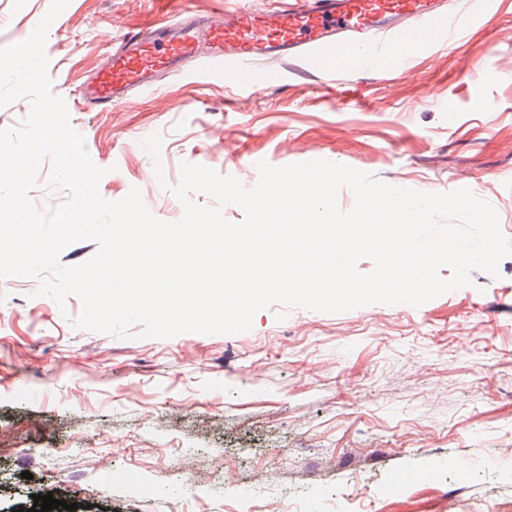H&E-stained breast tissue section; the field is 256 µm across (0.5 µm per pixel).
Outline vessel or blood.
Here are the masks:
<instances>
[{"label":"vessel or blood","mask_w":512,"mask_h":512,"mask_svg":"<svg viewBox=\"0 0 512 512\" xmlns=\"http://www.w3.org/2000/svg\"><path fill=\"white\" fill-rule=\"evenodd\" d=\"M441 0H271L256 13L245 7L211 14L186 12L160 27L131 31L103 62L81 93L85 109H109L131 89H151L160 78L192 61L208 75L232 77L247 88L266 82L256 60H280L314 69L339 50L352 53L359 73L373 71L390 47H432L441 36L434 26Z\"/></svg>","instance_id":"vessel-or-blood-1"}]
</instances>
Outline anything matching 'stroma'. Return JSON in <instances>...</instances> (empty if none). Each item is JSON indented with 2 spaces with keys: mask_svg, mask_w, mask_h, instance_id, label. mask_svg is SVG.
Wrapping results in <instances>:
<instances>
[{
  "mask_svg": "<svg viewBox=\"0 0 512 512\" xmlns=\"http://www.w3.org/2000/svg\"><path fill=\"white\" fill-rule=\"evenodd\" d=\"M236 0H70L51 25L53 90L99 191L131 188L178 221L181 163L254 187L257 165L326 160L428 193L469 189L512 240V0L403 68L278 67L242 89L198 64L103 112L78 93L132 29ZM51 0H0V48L30 36ZM162 133L167 186L142 142ZM498 277L414 307L263 310L250 331L118 340L75 328L38 277L0 280V512L37 495L89 512H512V256ZM427 471V479L399 475Z\"/></svg>",
  "mask_w": 512,
  "mask_h": 512,
  "instance_id": "obj_1",
  "label": "stroma"
}]
</instances>
